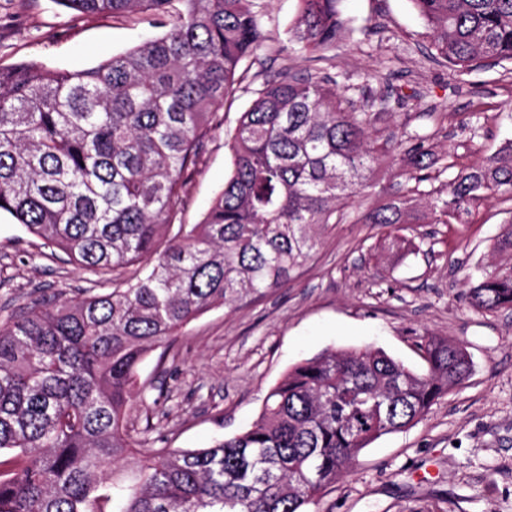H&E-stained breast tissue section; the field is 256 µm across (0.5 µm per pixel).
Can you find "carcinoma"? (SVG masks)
I'll list each match as a JSON object with an SVG mask.
<instances>
[{"mask_svg":"<svg viewBox=\"0 0 512 512\" xmlns=\"http://www.w3.org/2000/svg\"><path fill=\"white\" fill-rule=\"evenodd\" d=\"M79 16L145 14L165 28L91 68L0 67V213L112 288L32 306L0 325V512H308L380 437L422 420L470 374L462 344L429 336L426 370L380 349H328L268 393L246 431L206 448H139L127 420L141 365L198 316L288 284L366 185L380 156L428 197L398 194L355 224H444L493 193L512 200V140L456 167L430 138L396 140L338 90L336 74L267 65L259 0H56ZM342 0H299L293 50L336 48ZM459 75L512 62V0H411ZM260 66L257 89L244 61ZM252 94L225 142L232 169L198 224L179 223L187 172L218 111ZM177 232L163 252L161 233ZM129 266L134 270L127 273ZM512 309V266L469 289ZM140 456L136 478L114 466Z\"/></svg>","mask_w":512,"mask_h":512,"instance_id":"1","label":"carcinoma"}]
</instances>
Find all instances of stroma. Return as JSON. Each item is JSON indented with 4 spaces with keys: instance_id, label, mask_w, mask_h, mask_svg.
<instances>
[{
    "instance_id": "stroma-1",
    "label": "stroma",
    "mask_w": 512,
    "mask_h": 512,
    "mask_svg": "<svg viewBox=\"0 0 512 512\" xmlns=\"http://www.w3.org/2000/svg\"><path fill=\"white\" fill-rule=\"evenodd\" d=\"M261 4L276 67L336 72L339 90L356 101L404 97L377 121L397 138L430 136L461 168L512 139V63L455 75L434 57L410 0H343L349 25L326 60L285 50L297 0ZM157 33L138 15L77 17L55 0H0V67L91 68ZM250 99L241 94L225 108L206 140L182 223H199L223 189L232 167L225 140ZM511 220L512 200L494 194L446 224L334 226L288 286L211 310L152 352L130 422L145 429L147 447L200 448L249 427L288 370L326 349L372 347L421 372L425 337H445L465 346L470 377L416 425L365 448L310 512H512V311L478 312L466 299L484 273L511 263L494 250ZM103 288L0 215V322Z\"/></svg>"
}]
</instances>
